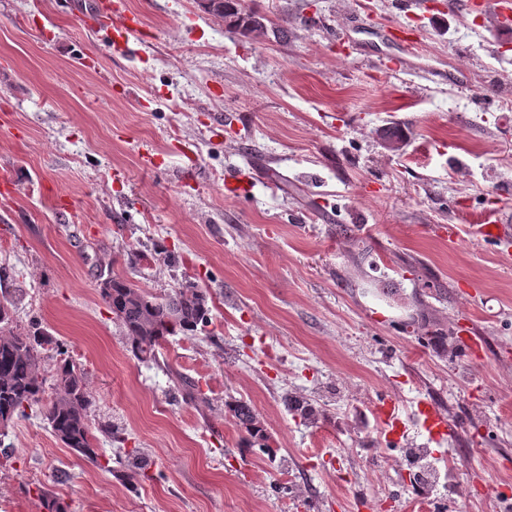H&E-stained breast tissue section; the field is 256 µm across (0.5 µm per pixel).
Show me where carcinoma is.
<instances>
[{"label": "carcinoma", "mask_w": 512, "mask_h": 512, "mask_svg": "<svg viewBox=\"0 0 512 512\" xmlns=\"http://www.w3.org/2000/svg\"><path fill=\"white\" fill-rule=\"evenodd\" d=\"M227 10V32L253 37L267 32L265 17L244 11L241 0H228ZM100 293L124 330L128 350L141 362L156 360L157 347L167 337L192 335L210 319L207 292L189 280L158 298L112 277L104 281ZM47 342L38 324L23 332L15 330L8 304L0 302V423L9 425L42 403L54 437L83 460L97 465L100 448L91 428L94 399L83 374L69 360L57 363L54 393L50 400H44L47 379L41 348ZM284 401L287 409L304 419L318 420L319 410L305 399L287 395ZM224 407L244 433L242 447L257 445L261 451L273 453L266 429L250 402L233 398Z\"/></svg>", "instance_id": "cac0c4a2"}]
</instances>
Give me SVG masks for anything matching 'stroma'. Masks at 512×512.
<instances>
[{
  "mask_svg": "<svg viewBox=\"0 0 512 512\" xmlns=\"http://www.w3.org/2000/svg\"><path fill=\"white\" fill-rule=\"evenodd\" d=\"M98 2L0 0V301L48 333L46 371L81 369L114 465L33 409L0 431V512H41L45 492L69 512H411L420 400L458 429L456 504L438 487L428 512L512 483V257L476 233L512 216V29L478 0H244L282 42L226 33L196 0H125L144 26L114 49L85 23ZM111 276L159 298L191 280L210 321L139 362L100 294ZM231 396L274 456L239 448ZM134 450L149 467L132 486Z\"/></svg>",
  "mask_w": 512,
  "mask_h": 512,
  "instance_id": "35a3bbf8",
  "label": "stroma"
}]
</instances>
